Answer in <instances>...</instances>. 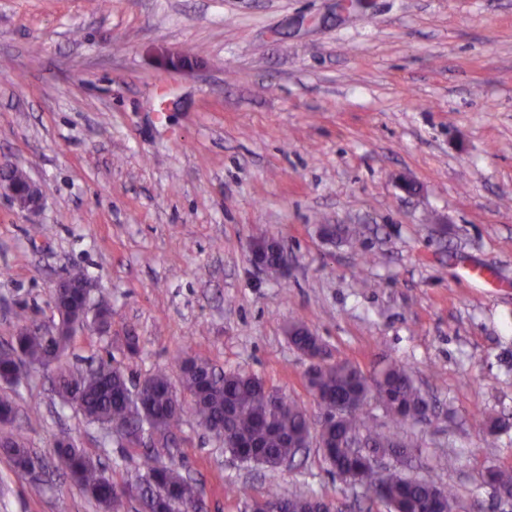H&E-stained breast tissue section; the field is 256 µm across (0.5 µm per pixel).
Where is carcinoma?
<instances>
[{
    "label": "carcinoma",
    "instance_id": "obj_1",
    "mask_svg": "<svg viewBox=\"0 0 512 512\" xmlns=\"http://www.w3.org/2000/svg\"><path fill=\"white\" fill-rule=\"evenodd\" d=\"M266 268L282 271L284 247L275 239L265 240ZM60 334L40 325L19 328L11 343L0 348V381L16 385L24 366L56 367L52 378L57 395L105 435L117 431L133 447L146 441L167 444L190 414L205 430L224 431V450L230 454H253L249 462L278 468L295 457L298 443L316 437L326 446L325 456L331 471L341 480L352 483L355 474L365 471L364 464L340 447L350 435L363 438L369 451L401 461L385 473L374 493L400 512H428V504L441 489L431 478L411 479L402 473L414 457L416 444L393 438L377 429L366 407L376 401L390 420L406 424L420 421L415 410L427 401L415 386L410 371L400 362H390L372 375L355 362L341 358L306 372L321 418L314 422L296 402L262 378L245 370L219 371L208 360L188 354L177 355L179 385H174L165 370H157L132 382L112 360H101L87 369H72L63 364L74 338L112 317V299L100 293L79 295L68 302H56ZM289 341L298 351L312 349L319 337L303 322L296 320L289 328ZM14 465L24 473L35 470L39 459L28 448L22 430L10 432L0 445ZM56 471L69 477L103 512H120L129 499L127 482L118 485L106 474L100 462L79 447L68 433H61L51 451ZM488 482L497 489L512 492V466L492 467ZM134 484L136 498L143 510L151 512H203V500L197 486L188 483L178 466L164 465L151 454L145 456L142 471ZM272 497L284 501L285 508L299 512L309 502L323 498L308 491H294L288 496Z\"/></svg>",
    "mask_w": 512,
    "mask_h": 512
}]
</instances>
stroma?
<instances>
[{
    "label": "stroma",
    "instance_id": "35a3bbf8",
    "mask_svg": "<svg viewBox=\"0 0 512 512\" xmlns=\"http://www.w3.org/2000/svg\"><path fill=\"white\" fill-rule=\"evenodd\" d=\"M177 53L191 69L163 66ZM1 161L44 205L0 199V345L23 322L52 324L50 284L79 270L110 294L112 330L77 336L66 364L174 377L183 350L262 377L315 419L309 362L288 340L297 318L329 360L410 367L426 420L400 429L368 407L417 442L407 476L512 512L484 480L512 466V0H363L343 15L336 0H0ZM323 224L353 237L328 242ZM259 236L282 242L283 276L252 263ZM1 395L38 455L64 429L114 481L140 470L142 449L87 424L49 372ZM481 411L507 428L489 435ZM175 437L159 460L198 484L205 512L298 489L386 512L319 447L272 469L189 417ZM0 512L100 510L0 452Z\"/></svg>",
    "mask_w": 512,
    "mask_h": 512
}]
</instances>
